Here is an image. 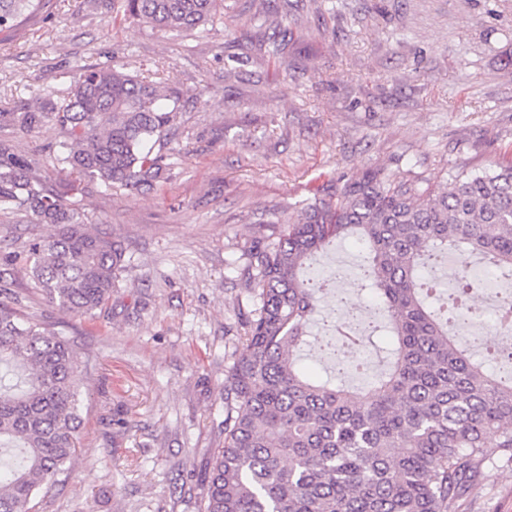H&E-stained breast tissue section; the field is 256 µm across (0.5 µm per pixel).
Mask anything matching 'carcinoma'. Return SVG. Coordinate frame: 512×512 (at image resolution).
Instances as JSON below:
<instances>
[{"mask_svg": "<svg viewBox=\"0 0 512 512\" xmlns=\"http://www.w3.org/2000/svg\"><path fill=\"white\" fill-rule=\"evenodd\" d=\"M226 0H108L106 6L158 32L206 29ZM277 29L264 53L281 58L291 34L288 0H267ZM48 0H0V29L42 12ZM0 111V129L51 122L63 150L37 154L0 142V209L32 213L55 227L29 244V270L49 304L92 315L112 294L125 250L90 233L74 197L88 185L151 190L169 169L164 136L178 110L164 93L116 65L78 70L59 100ZM68 172L61 190L40 174ZM273 241L246 255L256 308L224 384V447L214 450L199 512H455L492 461L512 465V369L488 372L448 333L465 328L474 282L471 258L512 276V160L462 170L438 190L379 168L345 176L281 220ZM367 256L352 272L388 315L381 326L347 311L322 324L320 352L337 379L299 363L315 322V295L336 287L334 270L310 281L304 269L334 243ZM460 256L456 294L433 309V272ZM384 332L386 371L357 390L341 378ZM91 359L69 337L22 317L0 300V512H33L34 501L70 474L83 428L79 377ZM495 439L490 446L485 436Z\"/></svg>", "mask_w": 512, "mask_h": 512, "instance_id": "cac0c4a2", "label": "carcinoma"}]
</instances>
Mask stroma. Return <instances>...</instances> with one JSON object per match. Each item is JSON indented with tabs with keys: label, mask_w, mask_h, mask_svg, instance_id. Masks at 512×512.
<instances>
[{
	"label": "stroma",
	"mask_w": 512,
	"mask_h": 512,
	"mask_svg": "<svg viewBox=\"0 0 512 512\" xmlns=\"http://www.w3.org/2000/svg\"><path fill=\"white\" fill-rule=\"evenodd\" d=\"M232 4L189 34L113 20L101 0H50L0 30V111L66 89L78 64L112 61L183 93L167 179L80 199L88 230L125 249L92 317L49 305L20 258L53 226L0 211V250L18 255L0 285L96 360L73 476L39 512H197L254 307L251 242L369 167L442 186L512 159V0H291L281 61L259 50L276 25L262 0ZM460 512H512V467L487 465Z\"/></svg>",
	"instance_id": "stroma-1"
}]
</instances>
